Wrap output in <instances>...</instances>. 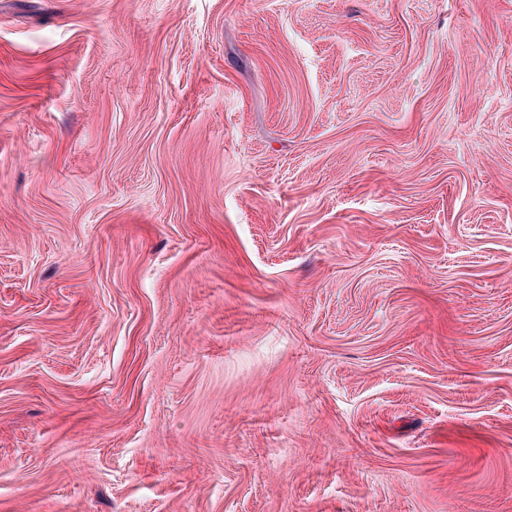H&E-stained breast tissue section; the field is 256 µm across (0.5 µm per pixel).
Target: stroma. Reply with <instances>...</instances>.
I'll return each instance as SVG.
<instances>
[{"mask_svg": "<svg viewBox=\"0 0 512 512\" xmlns=\"http://www.w3.org/2000/svg\"><path fill=\"white\" fill-rule=\"evenodd\" d=\"M0 512H512V0H0Z\"/></svg>", "mask_w": 512, "mask_h": 512, "instance_id": "1", "label": "stroma"}]
</instances>
